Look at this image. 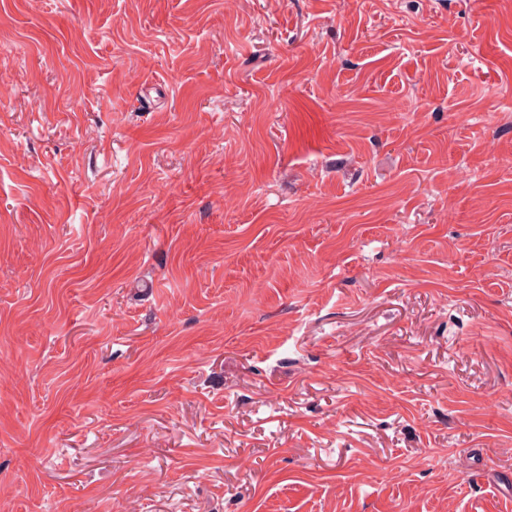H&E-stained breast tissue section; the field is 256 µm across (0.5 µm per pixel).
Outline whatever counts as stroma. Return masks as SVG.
Returning a JSON list of instances; mask_svg holds the SVG:
<instances>
[{"mask_svg": "<svg viewBox=\"0 0 512 512\" xmlns=\"http://www.w3.org/2000/svg\"><path fill=\"white\" fill-rule=\"evenodd\" d=\"M0 512H512V0H0Z\"/></svg>", "mask_w": 512, "mask_h": 512, "instance_id": "stroma-1", "label": "stroma"}]
</instances>
